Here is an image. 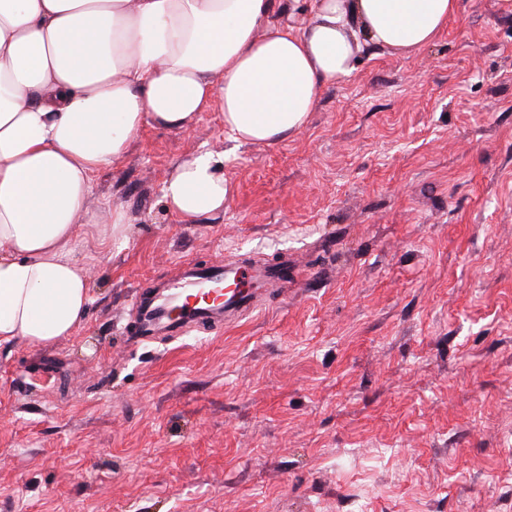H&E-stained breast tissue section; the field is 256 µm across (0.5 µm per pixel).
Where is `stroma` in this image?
<instances>
[{
  "label": "stroma",
  "instance_id": "35a3bbf8",
  "mask_svg": "<svg viewBox=\"0 0 512 512\" xmlns=\"http://www.w3.org/2000/svg\"><path fill=\"white\" fill-rule=\"evenodd\" d=\"M203 151L233 195L184 224L164 183ZM89 215L82 323L0 344V512H512L501 0H459L411 56L362 45L279 143H236L215 109L143 129ZM229 257L296 278L228 327L136 339V289ZM106 229L101 232L100 246L111 249L112 245L121 244L127 238L126 216L121 210L112 211V224H105Z\"/></svg>",
  "mask_w": 512,
  "mask_h": 512
}]
</instances>
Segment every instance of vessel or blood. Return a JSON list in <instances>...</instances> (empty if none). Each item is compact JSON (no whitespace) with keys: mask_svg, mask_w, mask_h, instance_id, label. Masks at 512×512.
Segmentation results:
<instances>
[{"mask_svg":"<svg viewBox=\"0 0 512 512\" xmlns=\"http://www.w3.org/2000/svg\"><path fill=\"white\" fill-rule=\"evenodd\" d=\"M278 271L252 264L216 263L190 271L178 286L154 294L139 305V332L152 335L172 327L171 314L180 311L182 324L210 320L217 311L251 312L258 308L257 292L278 279Z\"/></svg>","mask_w":512,"mask_h":512,"instance_id":"obj_1","label":"vessel or blood"}]
</instances>
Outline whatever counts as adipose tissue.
<instances>
[{
    "instance_id": "ef3b65f1",
    "label": "adipose tissue",
    "mask_w": 512,
    "mask_h": 512,
    "mask_svg": "<svg viewBox=\"0 0 512 512\" xmlns=\"http://www.w3.org/2000/svg\"><path fill=\"white\" fill-rule=\"evenodd\" d=\"M458 0H310L307 25L274 0H0V344L72 335L89 302L75 258L93 177L144 126L189 129L219 107L240 144L301 131L364 43L411 56ZM199 153L164 184L182 223L232 186Z\"/></svg>"
}]
</instances>
